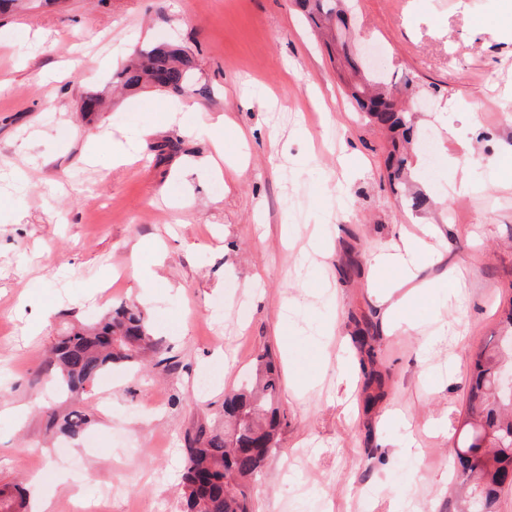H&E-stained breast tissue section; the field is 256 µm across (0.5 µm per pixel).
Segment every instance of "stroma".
<instances>
[{
	"label": "stroma",
	"mask_w": 512,
	"mask_h": 512,
	"mask_svg": "<svg viewBox=\"0 0 512 512\" xmlns=\"http://www.w3.org/2000/svg\"><path fill=\"white\" fill-rule=\"evenodd\" d=\"M356 41L379 48L397 100L434 129L411 153L408 208L388 182L390 134L347 102L340 65L295 0H23L0 16V486L41 475L53 512H184L188 437L224 429V394L269 354L286 422L253 512H457L449 456L471 363L512 304V0H353ZM175 42L202 93H113L137 49ZM89 93L105 111L82 115ZM224 117L216 156L210 116ZM131 140L137 160L90 155L87 135ZM180 150L158 160L150 144ZM28 182L14 181L16 168ZM466 170L474 188L454 187ZM435 225L434 288L395 330L370 287L374 255ZM160 243L142 298L139 243ZM138 304L167 365L117 364L67 398L44 361L60 334ZM52 313L30 336L38 305ZM371 322L373 353L354 341ZM367 360L380 396L347 395L338 364ZM25 410L23 421L7 416ZM82 410L75 440L52 413ZM413 439L415 456L394 453Z\"/></svg>",
	"instance_id": "1"
}]
</instances>
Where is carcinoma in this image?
<instances>
[{"instance_id": "obj_1", "label": "carcinoma", "mask_w": 512, "mask_h": 512, "mask_svg": "<svg viewBox=\"0 0 512 512\" xmlns=\"http://www.w3.org/2000/svg\"><path fill=\"white\" fill-rule=\"evenodd\" d=\"M315 21L340 24L337 46L352 76L348 98L370 120L401 133L402 142L412 143L409 112L383 90L384 74L360 76L358 61L349 45L351 34L344 25V10L353 5L339 0H298ZM159 71L174 75L171 90L181 95L199 94L192 56L183 47L163 44L140 52L116 73L122 87L136 89L151 84ZM406 150L393 146L385 166L390 180H400L408 170ZM150 352L162 365L161 341L150 332L144 311L136 304L122 305L96 322L88 331L60 337L48 366L57 373V386L78 394L93 385L114 363L138 364ZM512 358V305L503 310L494 344L476 354L470 373L466 419L462 438L455 449L456 477L471 485L469 500L479 499L484 512H497L502 492L512 487V400L502 398L498 376ZM257 387L232 391L224 397V434L199 428L188 439L184 512H250L244 481L257 478L273 442L278 415L280 376L269 356L262 354L256 365ZM52 425L65 436H79L88 424L86 415L72 409L62 419L51 416ZM26 499L15 488H0V512H24Z\"/></svg>"}]
</instances>
